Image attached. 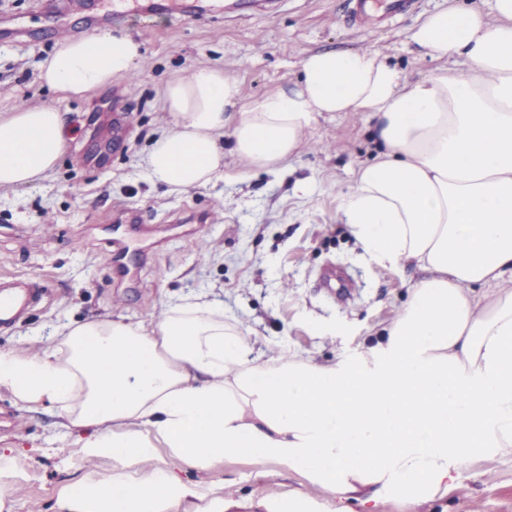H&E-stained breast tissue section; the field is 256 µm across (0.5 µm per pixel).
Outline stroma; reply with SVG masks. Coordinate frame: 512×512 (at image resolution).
<instances>
[{"mask_svg": "<svg viewBox=\"0 0 512 512\" xmlns=\"http://www.w3.org/2000/svg\"><path fill=\"white\" fill-rule=\"evenodd\" d=\"M56 2L50 17L35 0H0V15L27 28L0 38V113L50 105L73 136L41 181L0 190V285L23 281L37 292L14 328L0 332V349L38 351L60 325L148 320L199 293L223 304L225 321L264 359L285 350L332 364L375 342L419 272L371 260L340 219L342 193L378 152L367 113H322L283 171H252L228 155L224 179L180 193L152 185L141 159L168 124L165 84L198 66L223 68L247 101L296 83L302 58L325 49H372L412 80L464 68L463 60L418 50L408 35L466 0H415L393 17L376 2L356 21V0H269L263 10L252 0H221L223 11L208 19L162 10L146 25L131 12L112 16V0H83L78 11ZM103 14L107 29L141 45L133 77L84 98L43 86L40 64L61 34L98 33L91 19ZM302 183L308 192H299ZM129 222L142 227L131 248L144 256L136 276L122 280L107 258L115 225ZM113 466L86 457L55 417L0 393V512H59L62 496L86 477L110 479ZM140 469H167L200 489L168 512H266L288 492L317 494L301 474L244 457L200 470L160 448ZM378 512H512V453L478 462L445 496L421 504L390 498Z\"/></svg>", "mask_w": 512, "mask_h": 512, "instance_id": "obj_1", "label": "stroma"}]
</instances>
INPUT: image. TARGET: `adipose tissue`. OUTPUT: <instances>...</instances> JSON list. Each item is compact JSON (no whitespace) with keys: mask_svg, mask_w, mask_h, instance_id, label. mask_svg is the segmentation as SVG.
<instances>
[{"mask_svg":"<svg viewBox=\"0 0 512 512\" xmlns=\"http://www.w3.org/2000/svg\"><path fill=\"white\" fill-rule=\"evenodd\" d=\"M409 39L465 69L411 82L358 49L309 54L299 83L247 102L219 67L165 85L171 125L142 165L172 193L222 179L228 152L251 169L285 166L321 113H370L380 152L342 194L341 219L373 260L422 275L383 336L329 366L253 357L202 296L149 321L65 324L36 353L0 350V393L53 412L86 456L116 462L111 481H82L63 512H167L199 497L163 470L133 473L160 446L201 469L224 456L273 463L323 494H291L271 512H326L335 497L426 502L512 451V0L435 12ZM139 55L126 34L65 38L39 78L81 97L130 76ZM70 140L53 107L0 114V189L43 179Z\"/></svg>","mask_w":512,"mask_h":512,"instance_id":"ef3b65f1","label":"adipose tissue"}]
</instances>
